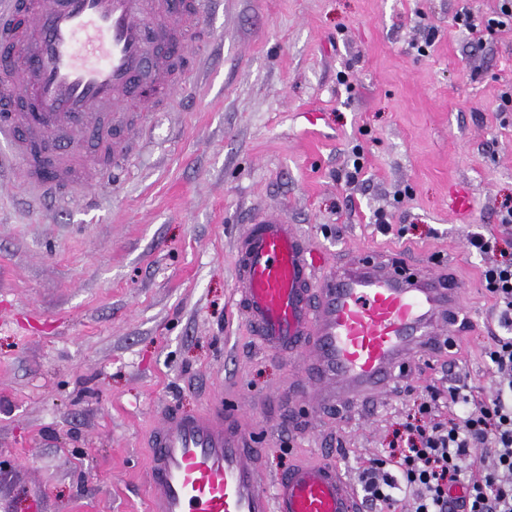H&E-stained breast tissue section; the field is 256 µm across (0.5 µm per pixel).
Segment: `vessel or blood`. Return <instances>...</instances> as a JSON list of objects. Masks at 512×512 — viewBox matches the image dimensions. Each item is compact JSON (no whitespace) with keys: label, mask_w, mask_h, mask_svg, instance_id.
Wrapping results in <instances>:
<instances>
[{"label":"vessel or blood","mask_w":512,"mask_h":512,"mask_svg":"<svg viewBox=\"0 0 512 512\" xmlns=\"http://www.w3.org/2000/svg\"><path fill=\"white\" fill-rule=\"evenodd\" d=\"M203 23L202 0H0V63L13 99L36 112L0 114L7 159L37 200L92 180L102 156L121 159L137 85L183 88L181 60ZM237 304L262 349L300 360L292 387L314 408L380 393L397 370L454 332L458 288L443 272L404 274L356 257L321 283L298 225L256 213L236 242ZM238 412L216 404L171 409L151 434L148 512H363L349 476L325 461L298 462L261 484L260 449Z\"/></svg>","instance_id":"1"}]
</instances>
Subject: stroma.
<instances>
[{
    "mask_svg": "<svg viewBox=\"0 0 512 512\" xmlns=\"http://www.w3.org/2000/svg\"><path fill=\"white\" fill-rule=\"evenodd\" d=\"M498 4L223 0L191 87L109 177L41 202L22 170L0 179V512H147L145 438L167 406L240 408L265 477L299 459L354 477L423 386L453 369L490 390L497 325L468 239L512 202V30L478 42L455 17ZM260 208L334 266L447 269L454 352L339 413L277 405L300 363L263 351L233 300L234 244Z\"/></svg>",
    "mask_w": 512,
    "mask_h": 512,
    "instance_id": "1",
    "label": "stroma"
}]
</instances>
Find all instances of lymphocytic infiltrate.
<instances>
[{
  "label": "lymphocytic infiltrate",
  "instance_id": "1",
  "mask_svg": "<svg viewBox=\"0 0 512 512\" xmlns=\"http://www.w3.org/2000/svg\"><path fill=\"white\" fill-rule=\"evenodd\" d=\"M506 238L475 234L471 250L493 255L482 271L501 335L484 357L495 382L483 393L451 377L447 389L422 390L413 414L387 450L360 469L371 512H512V252Z\"/></svg>",
  "mask_w": 512,
  "mask_h": 512
}]
</instances>
